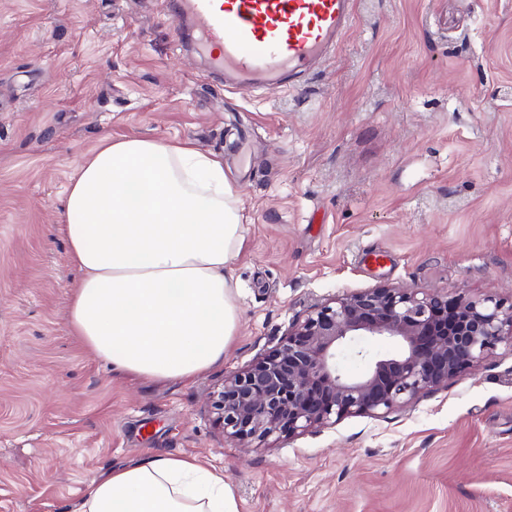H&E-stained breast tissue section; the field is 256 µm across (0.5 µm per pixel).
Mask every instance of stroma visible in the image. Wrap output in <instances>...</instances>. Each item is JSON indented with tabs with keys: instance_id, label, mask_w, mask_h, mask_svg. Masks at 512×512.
I'll list each match as a JSON object with an SVG mask.
<instances>
[{
	"instance_id": "1",
	"label": "stroma",
	"mask_w": 512,
	"mask_h": 512,
	"mask_svg": "<svg viewBox=\"0 0 512 512\" xmlns=\"http://www.w3.org/2000/svg\"><path fill=\"white\" fill-rule=\"evenodd\" d=\"M174 0H0V512H75L132 460L194 457L240 512H512V349L386 413L225 437L226 376L312 305L378 285L512 300V0H354L330 57L226 84ZM222 156L246 217L238 332L193 380L113 373L72 335L60 224L102 136Z\"/></svg>"
}]
</instances>
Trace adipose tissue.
I'll list each match as a JSON object with an SVG mask.
<instances>
[{"mask_svg": "<svg viewBox=\"0 0 512 512\" xmlns=\"http://www.w3.org/2000/svg\"><path fill=\"white\" fill-rule=\"evenodd\" d=\"M81 273L69 327L113 370L189 381L239 327L233 265L246 229L224 163L176 140L104 138L62 204ZM77 512H239L222 474L190 457L131 461L94 479Z\"/></svg>", "mask_w": 512, "mask_h": 512, "instance_id": "obj_1", "label": "adipose tissue"}]
</instances>
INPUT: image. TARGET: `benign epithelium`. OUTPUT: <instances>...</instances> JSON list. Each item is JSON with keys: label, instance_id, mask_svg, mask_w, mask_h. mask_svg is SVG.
Masks as SVG:
<instances>
[{"label": "benign epithelium", "instance_id": "benign-epithelium-1", "mask_svg": "<svg viewBox=\"0 0 512 512\" xmlns=\"http://www.w3.org/2000/svg\"><path fill=\"white\" fill-rule=\"evenodd\" d=\"M359 336L389 337L402 350L347 375L345 348ZM512 349V304L455 301L433 291L379 286L335 298L294 322L271 355L224 378L213 408L224 435L242 443L297 436L344 415H379Z\"/></svg>", "mask_w": 512, "mask_h": 512}]
</instances>
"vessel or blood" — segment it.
I'll return each mask as SVG.
<instances>
[{"label": "vessel or blood", "instance_id": "vessel-or-blood-1", "mask_svg": "<svg viewBox=\"0 0 512 512\" xmlns=\"http://www.w3.org/2000/svg\"><path fill=\"white\" fill-rule=\"evenodd\" d=\"M353 0H179L198 21L196 46L225 79L275 90L324 59L348 27Z\"/></svg>", "mask_w": 512, "mask_h": 512}]
</instances>
